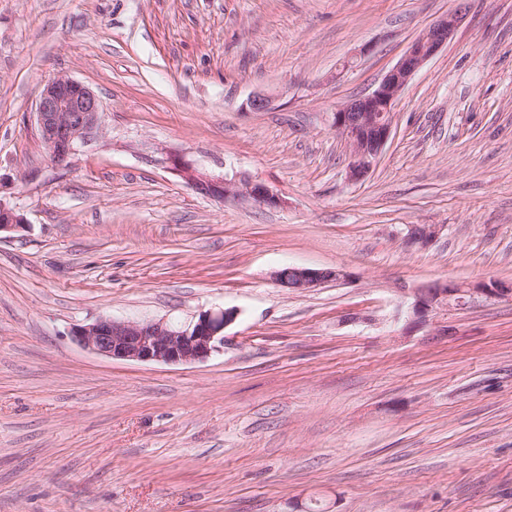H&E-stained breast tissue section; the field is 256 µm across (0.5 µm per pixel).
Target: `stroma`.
Instances as JSON below:
<instances>
[{
    "instance_id": "35a3bbf8",
    "label": "stroma",
    "mask_w": 512,
    "mask_h": 512,
    "mask_svg": "<svg viewBox=\"0 0 512 512\" xmlns=\"http://www.w3.org/2000/svg\"><path fill=\"white\" fill-rule=\"evenodd\" d=\"M455 11L351 181L337 105ZM59 75L103 105L65 168L36 121ZM175 157L284 204L200 195ZM0 200L25 218L0 234V512H512V300L406 318L432 284L512 282V0H0ZM288 265L342 277L292 293ZM223 309L191 364L72 334ZM441 231L437 224L411 225L406 235V242L410 246L424 247L436 239Z\"/></svg>"
}]
</instances>
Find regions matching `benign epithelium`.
<instances>
[{
	"label": "benign epithelium",
	"mask_w": 512,
	"mask_h": 512,
	"mask_svg": "<svg viewBox=\"0 0 512 512\" xmlns=\"http://www.w3.org/2000/svg\"><path fill=\"white\" fill-rule=\"evenodd\" d=\"M462 21V14L451 13L432 24L415 39L403 56L369 94L336 108L333 127L347 140L350 150L348 176L364 179L375 166L392 132L393 107L409 81L443 46L448 44ZM103 108L98 95L82 82L68 76L52 79L43 89L36 110L39 133L50 161L57 167L69 165L77 148L103 130ZM173 171L195 192L221 201H248L259 207L277 208L284 204L261 182L229 180L202 173L176 160ZM24 225V217L0 200V233L15 231ZM441 231L437 224L409 227L406 242L424 247ZM342 272L287 266L273 275L282 288L305 292L330 280H339ZM475 294L489 299H512V283L498 281L476 288L456 283L435 284L421 290L408 308L409 322L423 324L441 307L466 303ZM235 319L230 309L204 311L185 324L164 320L99 319L73 329L76 341L91 352L118 360L139 363L190 364L204 361L224 344V328Z\"/></svg>",
	"instance_id": "7a95c632"
}]
</instances>
